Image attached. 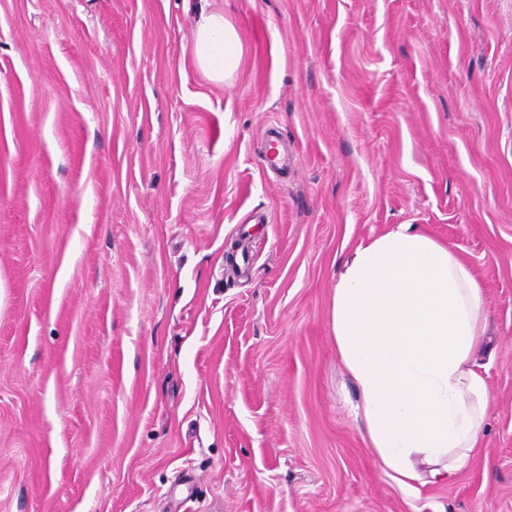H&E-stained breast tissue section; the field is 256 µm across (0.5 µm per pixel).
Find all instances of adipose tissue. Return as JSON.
Masks as SVG:
<instances>
[{
    "label": "adipose tissue",
    "instance_id": "ef3b65f1",
    "mask_svg": "<svg viewBox=\"0 0 512 512\" xmlns=\"http://www.w3.org/2000/svg\"><path fill=\"white\" fill-rule=\"evenodd\" d=\"M223 14L200 15L197 65L223 81L239 65ZM489 308L473 269L416 224L362 241L340 264L332 302L336 354L356 417L405 489L452 478L486 435L488 385L476 362Z\"/></svg>",
    "mask_w": 512,
    "mask_h": 512
}]
</instances>
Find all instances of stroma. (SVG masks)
Masks as SVG:
<instances>
[{
    "label": "stroma",
    "instance_id": "1",
    "mask_svg": "<svg viewBox=\"0 0 512 512\" xmlns=\"http://www.w3.org/2000/svg\"><path fill=\"white\" fill-rule=\"evenodd\" d=\"M397 224L490 309L486 437L410 491L331 328ZM0 512H512V0H0ZM238 34L221 13L201 14L194 30L197 65L215 81H224L239 65V56L226 52L228 44H236ZM225 46V53H224Z\"/></svg>",
    "mask_w": 512,
    "mask_h": 512
}]
</instances>
